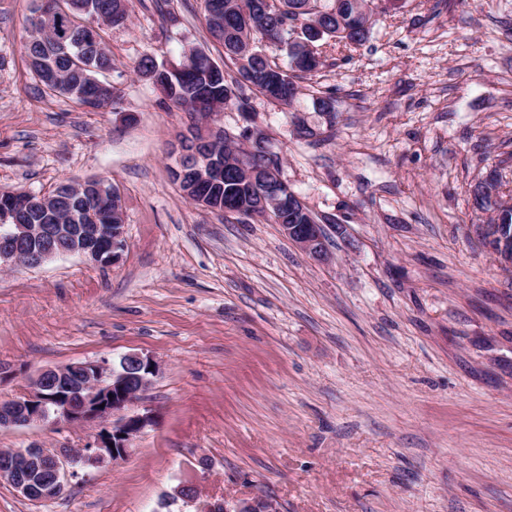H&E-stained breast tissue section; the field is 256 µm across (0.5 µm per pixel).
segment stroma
<instances>
[{"instance_id": "1", "label": "stroma", "mask_w": 512, "mask_h": 512, "mask_svg": "<svg viewBox=\"0 0 512 512\" xmlns=\"http://www.w3.org/2000/svg\"><path fill=\"white\" fill-rule=\"evenodd\" d=\"M365 42L332 40L291 107L245 90L208 120L134 63L223 61L200 0H132L105 29L115 104L46 90L26 55L33 0H0V190L104 178L119 259L0 270V401L42 369L153 355L131 456L0 512H195L170 501L264 496L279 512H512V273L474 232L471 190L512 191V0H376ZM331 97L335 120L314 111ZM315 135L300 137L295 117ZM261 132L322 224L326 263L279 225L188 201L182 137ZM99 422L0 429V450L84 448Z\"/></svg>"}]
</instances>
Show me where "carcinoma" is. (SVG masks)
Instances as JSON below:
<instances>
[{"mask_svg": "<svg viewBox=\"0 0 512 512\" xmlns=\"http://www.w3.org/2000/svg\"><path fill=\"white\" fill-rule=\"evenodd\" d=\"M63 8L74 16L91 8L101 13L103 24L108 27L126 24L130 19V0H61ZM221 4L218 14L205 15L212 38L224 46V56L234 61L236 72H224L215 81L212 78L216 62L205 52L189 50L191 64L177 79H168L160 72L163 63L152 55L140 58L134 70L148 78L170 103L195 113L199 119L212 116L210 101L214 97L224 100V105H235L242 112L248 111L247 102L236 95V89L253 77L251 87L268 100L292 105L300 92L299 80L319 66L312 50L299 42L296 29L316 32L318 40L334 39L350 44L365 41L368 34L362 32V19L352 0H278L274 9L265 0H217ZM286 52L289 69L279 70L271 65L265 47ZM30 69L44 72L62 71L68 77L67 86L57 94L82 105L97 95L95 82L112 70V56L104 41L87 42L82 38L79 26L71 24L65 45L55 37H37L26 44ZM215 158L224 163V181L216 186L205 185L203 190L216 203H224V192L243 207L247 218L259 217L274 224L282 219L292 223L291 214H267L259 206L261 186L253 185L246 173L254 167L280 168L279 157L274 153L266 137L253 144L247 152L224 132L212 135Z\"/></svg>", "mask_w": 512, "mask_h": 512, "instance_id": "cac0c4a2", "label": "carcinoma"}]
</instances>
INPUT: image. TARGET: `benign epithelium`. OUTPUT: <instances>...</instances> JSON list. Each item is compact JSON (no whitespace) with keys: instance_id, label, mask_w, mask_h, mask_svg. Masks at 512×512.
I'll use <instances>...</instances> for the list:
<instances>
[{"instance_id":"benign-epithelium-1","label":"benign epithelium","mask_w":512,"mask_h":512,"mask_svg":"<svg viewBox=\"0 0 512 512\" xmlns=\"http://www.w3.org/2000/svg\"><path fill=\"white\" fill-rule=\"evenodd\" d=\"M61 11L55 0H46L30 26L37 35L42 28L60 26ZM224 179V166L215 158L197 157L195 180L184 191L203 183L218 184ZM68 195L82 201L89 211L90 224H11L10 216L36 207L35 195L25 191L0 192V268L25 263L41 266L65 255L108 266L119 257L124 245V224L120 211L112 210V189L103 180L67 184ZM512 214V203L501 204L493 224H481L477 233L495 256L499 266L512 271V235L501 217ZM284 234L304 253L318 262L330 259L324 245L323 225L283 224ZM158 362L147 353L133 352L119 363L78 361L62 367L41 370L31 390L17 398L0 402V425L6 428L29 426L48 421L77 422L86 419L121 417L104 426L93 443L75 454L68 448H20L0 452V479H5L23 496L46 501L60 494L76 466L95 467L129 456L132 443L147 425L151 415L125 413L153 384ZM198 512H276L272 502L262 497L226 503H207Z\"/></svg>"}]
</instances>
